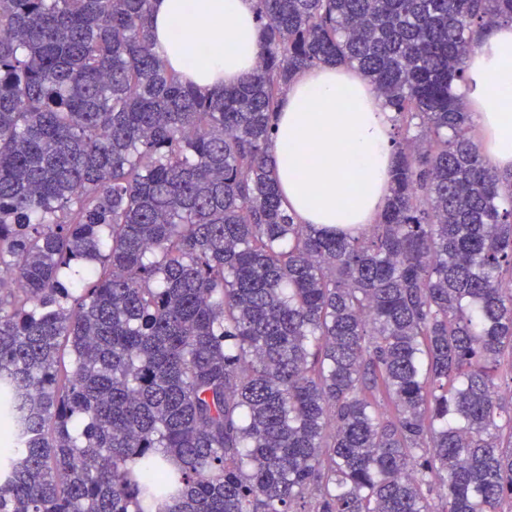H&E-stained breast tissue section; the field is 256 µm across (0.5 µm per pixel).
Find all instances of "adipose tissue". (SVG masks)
<instances>
[{"mask_svg":"<svg viewBox=\"0 0 512 512\" xmlns=\"http://www.w3.org/2000/svg\"><path fill=\"white\" fill-rule=\"evenodd\" d=\"M155 51L203 91L238 84L255 68V0H151ZM215 36L205 60L194 36ZM470 112L488 165L512 167V25H498L468 61ZM393 125L369 82L347 66L300 72L281 106L270 154L286 204L308 224L354 235L375 223L392 165Z\"/></svg>","mask_w":512,"mask_h":512,"instance_id":"1","label":"adipose tissue"}]
</instances>
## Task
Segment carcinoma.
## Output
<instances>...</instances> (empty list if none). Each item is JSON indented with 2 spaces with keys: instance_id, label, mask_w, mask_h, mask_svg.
Segmentation results:
<instances>
[{
  "instance_id": "cac0c4a2",
  "label": "carcinoma",
  "mask_w": 512,
  "mask_h": 512,
  "mask_svg": "<svg viewBox=\"0 0 512 512\" xmlns=\"http://www.w3.org/2000/svg\"><path fill=\"white\" fill-rule=\"evenodd\" d=\"M256 2L202 92L150 0H0V512H512V170L460 92L512 0ZM320 64L392 114L358 236L267 152Z\"/></svg>"
}]
</instances>
